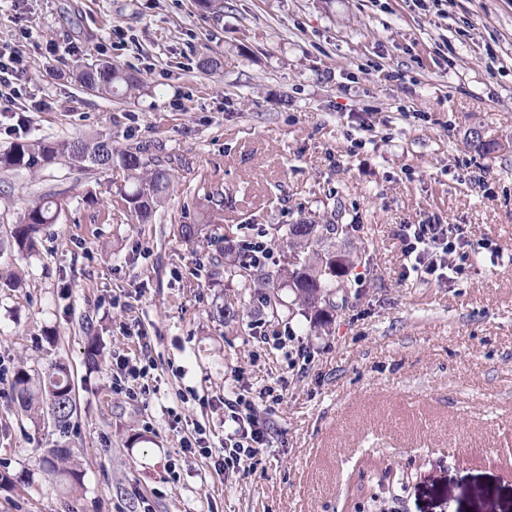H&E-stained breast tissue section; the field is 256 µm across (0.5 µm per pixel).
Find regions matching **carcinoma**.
I'll return each instance as SVG.
<instances>
[{
    "label": "carcinoma",
    "mask_w": 512,
    "mask_h": 512,
    "mask_svg": "<svg viewBox=\"0 0 512 512\" xmlns=\"http://www.w3.org/2000/svg\"><path fill=\"white\" fill-rule=\"evenodd\" d=\"M75 81L104 96H130L140 90L139 80L120 66L100 62L93 68L79 65L73 71ZM80 167L109 172L119 167L126 172L133 189L124 194L125 209L137 220L146 223L155 216L173 186L171 170L157 157L146 155L144 148H118L112 138L99 135L76 137L62 142L47 140L20 141L0 154V169L39 172L58 163L62 157ZM63 208L61 195L47 193L28 203L22 210L11 235V248L20 255L35 251L46 229L56 223ZM347 225L336 223V210L329 214L304 217L294 224H279L276 232L285 240L289 256L286 265L269 270L253 265L232 246L224 248L222 256L212 258V265L224 266V274L237 281L240 299L256 294L262 297L271 317L279 315L278 290L286 288L294 295V305L309 319L316 330H329L336 304V293L342 288V278L354 267L358 256L350 251L336 250V236ZM234 307L216 303L208 317L221 324L237 318ZM102 345L95 335L86 337L85 364L99 366ZM14 401L33 422L44 421L45 413H53V428L65 437L72 430L76 410V395L70 369L62 362H53L34 378L20 369L12 382ZM65 458L59 449L42 459L43 471L51 477L67 480L75 477L74 470L61 466Z\"/></svg>",
    "instance_id": "1"
}]
</instances>
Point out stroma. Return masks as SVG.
I'll list each match as a JSON object with an SVG mask.
<instances>
[{"mask_svg":"<svg viewBox=\"0 0 512 512\" xmlns=\"http://www.w3.org/2000/svg\"><path fill=\"white\" fill-rule=\"evenodd\" d=\"M0 51L27 69L0 116V151L103 133L175 176L153 223L135 224L120 170L0 171V266L23 272L21 287L0 288V358L32 374L67 362L78 407L62 437L0 384V512H372L373 493L392 512H512V151L467 144L474 127L512 138V0H446L438 13L411 0H224L217 17L196 0H0ZM205 55L216 71L199 69ZM95 59L140 74L142 93L107 99L68 78ZM365 122L376 138L350 153ZM47 192L67 205L19 257L18 215ZM209 192L224 210L193 249L178 228L201 222ZM331 204L348 225L337 247L362 254L331 332L272 318L258 297L236 321L208 319L215 301L239 300L237 281L208 278L225 239L265 243L275 268L288 247L274 225ZM429 218L472 243L454 281L401 276L395 227ZM285 329L311 350L304 370L259 338ZM91 333L97 371L83 364ZM121 355L154 365L149 399L113 393ZM268 386L284 398L264 413L272 436L255 465L220 474L184 457L198 424L223 448L225 396ZM53 448L79 480L45 477Z\"/></svg>","mask_w":512,"mask_h":512,"instance_id":"1","label":"stroma"}]
</instances>
